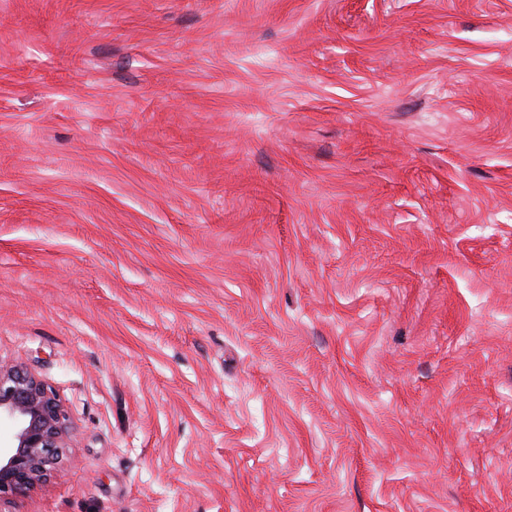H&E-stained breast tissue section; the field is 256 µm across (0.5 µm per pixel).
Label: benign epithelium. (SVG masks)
I'll list each match as a JSON object with an SVG mask.
<instances>
[{
  "instance_id": "benign-epithelium-1",
  "label": "benign epithelium",
  "mask_w": 512,
  "mask_h": 512,
  "mask_svg": "<svg viewBox=\"0 0 512 512\" xmlns=\"http://www.w3.org/2000/svg\"><path fill=\"white\" fill-rule=\"evenodd\" d=\"M15 426L0 454V505L50 481L69 447V416L56 394L23 362H0V418Z\"/></svg>"
}]
</instances>
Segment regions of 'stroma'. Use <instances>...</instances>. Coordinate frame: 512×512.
Masks as SVG:
<instances>
[{
    "label": "stroma",
    "mask_w": 512,
    "mask_h": 512,
    "mask_svg": "<svg viewBox=\"0 0 512 512\" xmlns=\"http://www.w3.org/2000/svg\"><path fill=\"white\" fill-rule=\"evenodd\" d=\"M8 512H512V0H0ZM15 426L9 448L0 450L1 505L44 488L69 447V416L56 394L23 362H0V421Z\"/></svg>",
    "instance_id": "obj_1"
}]
</instances>
